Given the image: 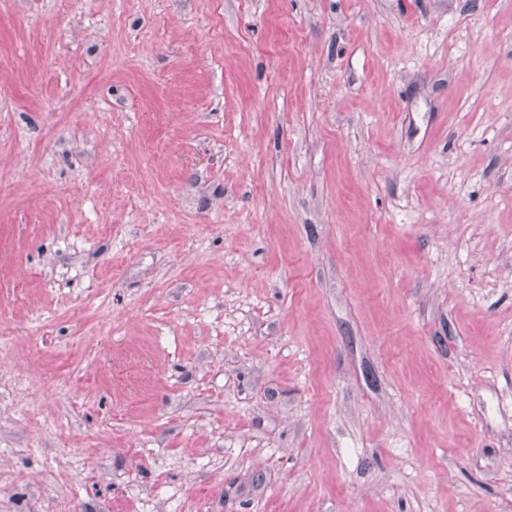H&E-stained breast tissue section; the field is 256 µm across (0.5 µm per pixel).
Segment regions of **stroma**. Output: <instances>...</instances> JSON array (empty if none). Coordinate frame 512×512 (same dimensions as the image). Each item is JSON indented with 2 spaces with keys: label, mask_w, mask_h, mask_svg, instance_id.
Returning <instances> with one entry per match:
<instances>
[{
  "label": "stroma",
  "mask_w": 512,
  "mask_h": 512,
  "mask_svg": "<svg viewBox=\"0 0 512 512\" xmlns=\"http://www.w3.org/2000/svg\"><path fill=\"white\" fill-rule=\"evenodd\" d=\"M0 512H512V0H0Z\"/></svg>",
  "instance_id": "stroma-1"
}]
</instances>
